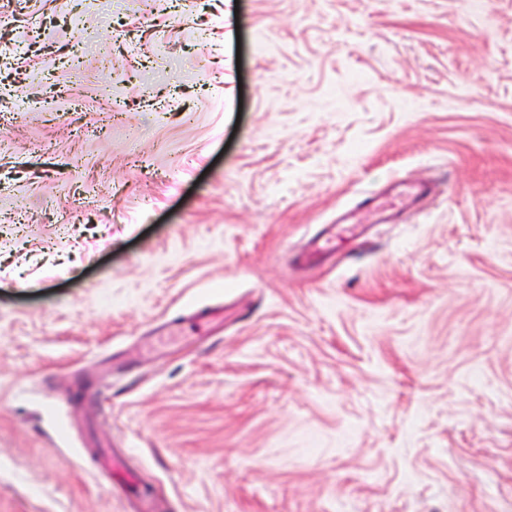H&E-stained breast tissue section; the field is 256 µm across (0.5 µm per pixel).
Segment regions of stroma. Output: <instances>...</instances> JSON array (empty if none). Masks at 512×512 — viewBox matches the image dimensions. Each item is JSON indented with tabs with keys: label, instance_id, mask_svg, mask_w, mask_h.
Wrapping results in <instances>:
<instances>
[{
	"label": "stroma",
	"instance_id": "1",
	"mask_svg": "<svg viewBox=\"0 0 512 512\" xmlns=\"http://www.w3.org/2000/svg\"><path fill=\"white\" fill-rule=\"evenodd\" d=\"M0 48V512H512V0H0ZM423 191L422 183H399L388 189L377 198L370 199L372 209L378 214L377 223L389 222L406 202L413 200Z\"/></svg>",
	"mask_w": 512,
	"mask_h": 512
}]
</instances>
